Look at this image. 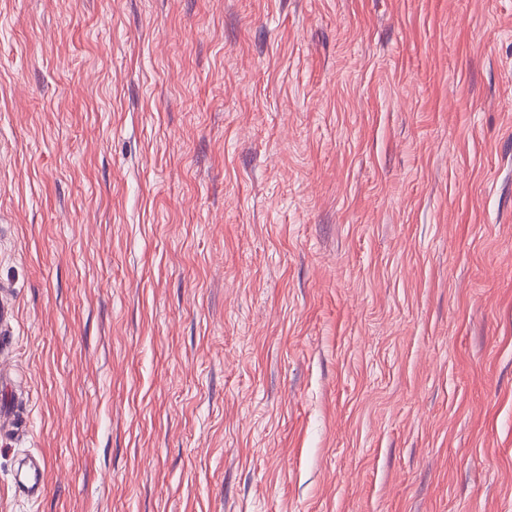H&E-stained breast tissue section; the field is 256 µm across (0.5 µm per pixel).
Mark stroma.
I'll return each mask as SVG.
<instances>
[{
    "label": "stroma",
    "mask_w": 512,
    "mask_h": 512,
    "mask_svg": "<svg viewBox=\"0 0 512 512\" xmlns=\"http://www.w3.org/2000/svg\"><path fill=\"white\" fill-rule=\"evenodd\" d=\"M0 306V512H512V0H0ZM41 464L30 462L17 470L15 483L19 484L28 495L39 498L46 492L47 473Z\"/></svg>",
    "instance_id": "1"
}]
</instances>
